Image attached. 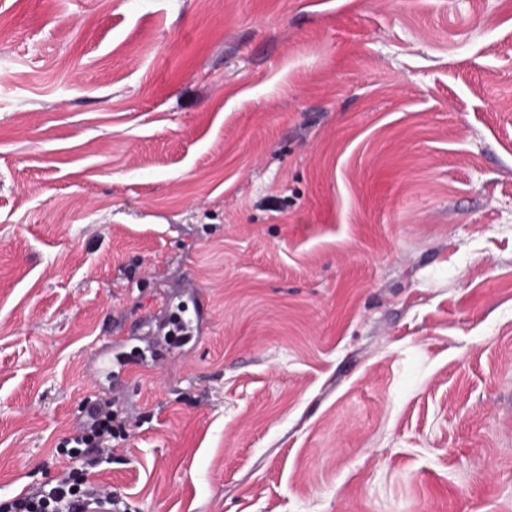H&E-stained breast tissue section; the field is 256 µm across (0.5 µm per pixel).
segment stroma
Wrapping results in <instances>:
<instances>
[{
	"label": "stroma",
	"instance_id": "stroma-1",
	"mask_svg": "<svg viewBox=\"0 0 512 512\" xmlns=\"http://www.w3.org/2000/svg\"><path fill=\"white\" fill-rule=\"evenodd\" d=\"M110 396L127 512H512V0H0V500Z\"/></svg>",
	"mask_w": 512,
	"mask_h": 512
}]
</instances>
